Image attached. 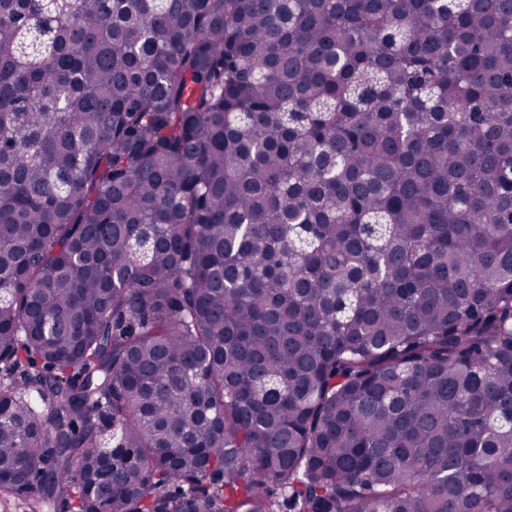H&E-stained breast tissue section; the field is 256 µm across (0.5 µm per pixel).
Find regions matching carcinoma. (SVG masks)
Masks as SVG:
<instances>
[{"label":"carcinoma","mask_w":512,"mask_h":512,"mask_svg":"<svg viewBox=\"0 0 512 512\" xmlns=\"http://www.w3.org/2000/svg\"><path fill=\"white\" fill-rule=\"evenodd\" d=\"M0 476L512 512V0H0Z\"/></svg>","instance_id":"1"}]
</instances>
